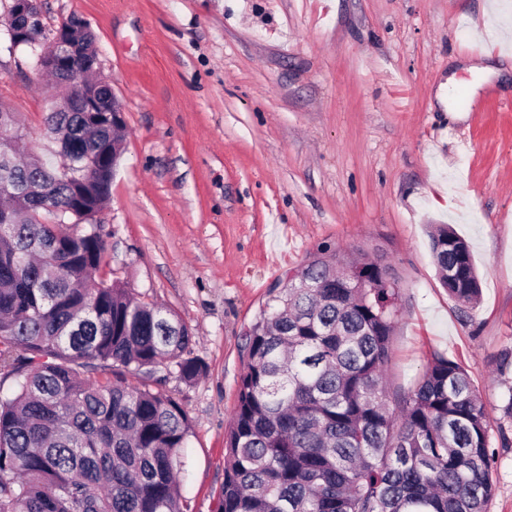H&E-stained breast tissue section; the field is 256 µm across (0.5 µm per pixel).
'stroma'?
Segmentation results:
<instances>
[{"mask_svg": "<svg viewBox=\"0 0 512 512\" xmlns=\"http://www.w3.org/2000/svg\"><path fill=\"white\" fill-rule=\"evenodd\" d=\"M46 30L86 21L126 125L96 220L105 271L170 308L207 366L164 390L192 432L181 492L217 512L241 343L286 272L318 246L383 258L400 290L385 368L412 389L432 354L487 402L494 495L512 512V0H39ZM0 32V105L52 159L43 115L60 90ZM501 75L476 84L470 65ZM465 99L452 118L449 77ZM469 244L482 294L441 286L429 227Z\"/></svg>", "mask_w": 512, "mask_h": 512, "instance_id": "obj_1", "label": "stroma"}]
</instances>
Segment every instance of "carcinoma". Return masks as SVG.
Returning <instances> with one entry per match:
<instances>
[{
  "label": "carcinoma",
  "instance_id": "cac0c4a2",
  "mask_svg": "<svg viewBox=\"0 0 512 512\" xmlns=\"http://www.w3.org/2000/svg\"><path fill=\"white\" fill-rule=\"evenodd\" d=\"M10 19L22 41L42 38L43 24ZM62 28L77 82L52 75L92 97V36ZM43 124L58 155L82 151L73 166L21 160L27 134L0 109V512H183L191 421L162 386L171 374L193 385L208 366L174 312L101 274L93 218L121 126L106 112ZM62 216L86 231H62ZM429 239L442 286L474 307L469 245L446 224ZM381 263L318 247L244 334L218 512H486L491 423L467 369L434 354L402 405L387 403L399 286Z\"/></svg>",
  "mask_w": 512,
  "mask_h": 512
}]
</instances>
